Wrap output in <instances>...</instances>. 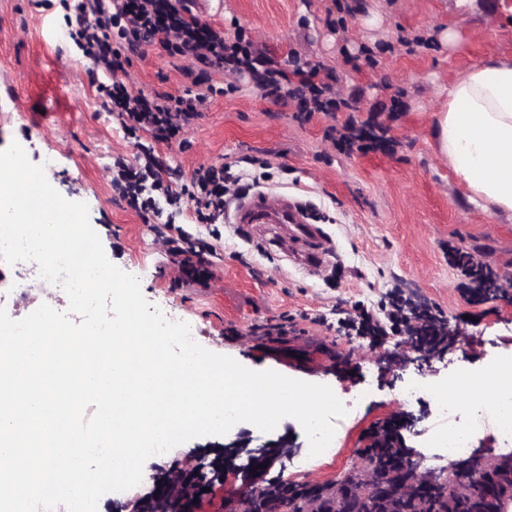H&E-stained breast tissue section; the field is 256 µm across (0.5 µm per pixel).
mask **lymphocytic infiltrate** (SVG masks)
<instances>
[{"instance_id":"obj_1","label":"lymphocytic infiltrate","mask_w":512,"mask_h":512,"mask_svg":"<svg viewBox=\"0 0 512 512\" xmlns=\"http://www.w3.org/2000/svg\"><path fill=\"white\" fill-rule=\"evenodd\" d=\"M68 23L85 58L105 74L119 67L121 49L137 51L142 46L161 45L180 62L192 88L184 95H148L118 83L107 88L110 111L126 127L141 130L155 140L172 139L194 120L214 93L213 75L241 76L261 72L268 95L292 99L306 114L335 111L329 88L319 70H258L259 57L249 42H228L210 22L190 13L182 0H73ZM226 170L200 166L193 176L191 196L197 218L212 223L224 214L229 188ZM355 326L361 336H404L411 349L427 350L429 329H444L448 320L436 307L417 302L401 291L388 294L378 313L362 312Z\"/></svg>"}]
</instances>
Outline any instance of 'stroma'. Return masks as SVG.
Wrapping results in <instances>:
<instances>
[{
    "mask_svg": "<svg viewBox=\"0 0 512 512\" xmlns=\"http://www.w3.org/2000/svg\"><path fill=\"white\" fill-rule=\"evenodd\" d=\"M64 0H0V149L19 142L43 166L66 199L86 203L108 259L125 272L153 262L141 280L144 298L170 320L192 325L204 348L254 371L325 384L351 395L369 389L355 413L334 419L341 438L334 459L307 462L300 423L283 419L265 433L248 422L237 432L254 444L288 440L289 458L257 471L247 458L207 506L231 512L241 496L273 480L328 484L358 470L371 430L401 409L397 378L386 350L343 335L337 322L358 304L374 307L390 288L438 306L459 330V345L431 362L428 378L448 380L454 367L481 373L512 352V294L466 301L448 263V249H466L512 279V216L471 204L435 144L442 92L474 64L512 60V0H213L208 21L226 38L252 39L261 68L292 63L320 68L341 100L335 114L300 116L294 102L267 96L259 75L218 78L214 94L184 134L158 144L144 132L127 133L103 107L106 75L92 66L65 29ZM461 36L448 46L447 31ZM126 71L145 93L179 96L190 88L159 45L132 55ZM373 128L382 138L369 151L341 150L333 131L345 124ZM153 152L163 183H189L202 165L235 162L247 172L241 196L225 216L198 224L193 205L168 204L155 191L154 208L136 209L111 185V169ZM54 165H46V157ZM285 195L319 232L327 262L311 273L291 264L255 224L230 217L255 191ZM194 251L205 279L180 274L162 241ZM67 311L66 295L20 266L0 273V304L19 320L41 304ZM472 322L460 326L459 320ZM278 324L281 342L260 338ZM224 438L203 436L153 457L211 461Z\"/></svg>",
    "mask_w": 512,
    "mask_h": 512,
    "instance_id": "35a3bbf8",
    "label": "stroma"
}]
</instances>
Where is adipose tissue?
I'll use <instances>...</instances> for the list:
<instances>
[{"label":"adipose tissue","mask_w":512,"mask_h":512,"mask_svg":"<svg viewBox=\"0 0 512 512\" xmlns=\"http://www.w3.org/2000/svg\"><path fill=\"white\" fill-rule=\"evenodd\" d=\"M434 134L469 200L512 213V60L473 65L453 81Z\"/></svg>","instance_id":"adipose-tissue-1"}]
</instances>
